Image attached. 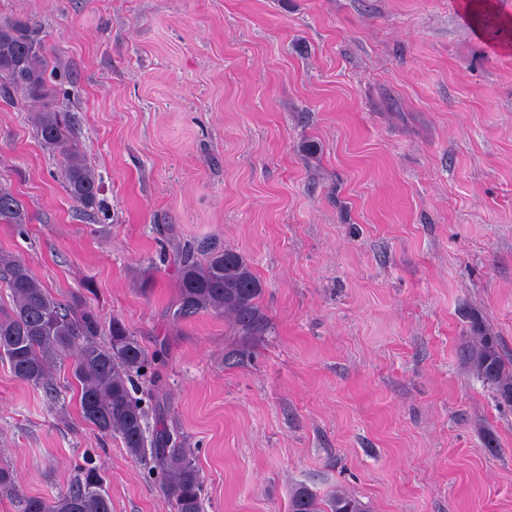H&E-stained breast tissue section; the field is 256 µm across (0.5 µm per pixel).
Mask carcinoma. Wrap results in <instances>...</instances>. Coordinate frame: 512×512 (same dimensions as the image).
<instances>
[{
	"label": "carcinoma",
	"instance_id": "1",
	"mask_svg": "<svg viewBox=\"0 0 512 512\" xmlns=\"http://www.w3.org/2000/svg\"><path fill=\"white\" fill-rule=\"evenodd\" d=\"M47 51L37 28L28 20L0 21V90L20 92L40 103L33 124L41 143L61 156L64 187L85 209L98 203L95 171L74 137L68 106L59 102L47 83ZM21 200L0 188V224L28 223ZM203 259L186 251L179 261L173 319L186 321L204 313L224 315L243 341L225 353L233 368L250 363L254 351L246 341L266 326L260 306L263 287L246 258L237 250L204 243ZM0 283L9 301L0 305V360L9 363L19 380L54 391L50 369L73 358L76 403L82 418L100 434L120 439L126 452L153 464L171 512H202L203 480L194 453L175 428L162 426L147 433L148 412L132 394L133 375L148 366L149 357L126 325L104 324L85 298L63 301L53 296L21 259L0 252ZM474 343L469 357L480 376L500 397L512 401V361L498 350L495 337L473 319ZM289 512H368L367 506L338 488L324 498L305 486L293 490ZM23 512H112L104 466L90 457L77 466L75 486L48 503L23 501Z\"/></svg>",
	"mask_w": 512,
	"mask_h": 512
}]
</instances>
